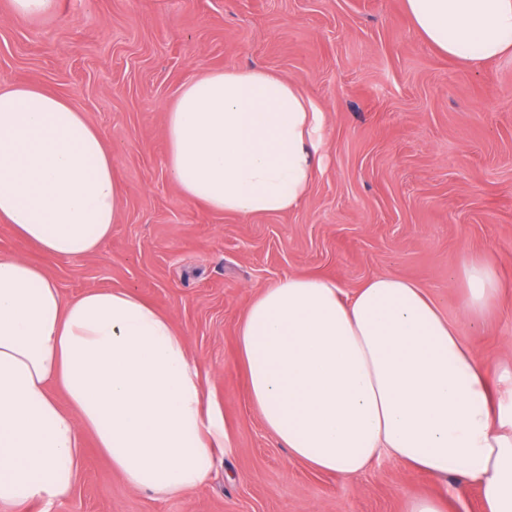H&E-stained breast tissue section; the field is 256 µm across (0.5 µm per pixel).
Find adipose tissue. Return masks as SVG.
Masks as SVG:
<instances>
[{
	"label": "adipose tissue",
	"instance_id": "adipose-tissue-1",
	"mask_svg": "<svg viewBox=\"0 0 512 512\" xmlns=\"http://www.w3.org/2000/svg\"><path fill=\"white\" fill-rule=\"evenodd\" d=\"M449 59L512 53V0H405ZM323 113L261 68L212 71L168 107L165 167L216 213L282 214L320 168ZM112 151L71 101L0 86V223L57 258L95 253L120 218ZM478 321L501 291L496 260L459 274ZM251 403L291 459L348 481L386 456L482 490L512 512V368L479 359L420 284L377 274L352 296L288 276L249 302L237 333ZM130 489L165 499L206 482L230 448L221 412L172 320L133 289L64 299L44 270L0 257V512L68 499L84 435Z\"/></svg>",
	"mask_w": 512,
	"mask_h": 512
}]
</instances>
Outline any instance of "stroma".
Segmentation results:
<instances>
[{
	"instance_id": "35a3bbf8",
	"label": "stroma",
	"mask_w": 512,
	"mask_h": 512,
	"mask_svg": "<svg viewBox=\"0 0 512 512\" xmlns=\"http://www.w3.org/2000/svg\"><path fill=\"white\" fill-rule=\"evenodd\" d=\"M251 67L298 82L324 113L321 168L285 214L212 212L165 167L181 86ZM16 83L76 103L125 194L94 254L44 255L0 224V256L39 264L65 299L131 288L168 315L233 443L206 483L160 501L130 490L85 437L70 498L27 512H405L410 492L482 512L479 487L459 497L456 479L398 461L343 482L290 459L249 400L235 336L252 297L289 275L326 276L348 294L380 273L411 279L455 321V275L491 255L503 287L462 334L487 361L512 357V55L448 60L404 0H57L35 18L0 0V85Z\"/></svg>"
}]
</instances>
